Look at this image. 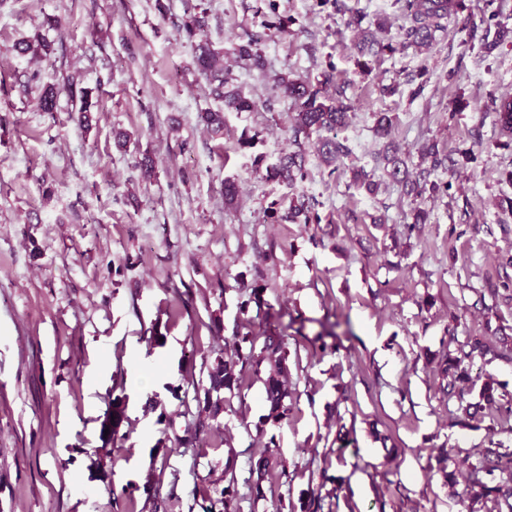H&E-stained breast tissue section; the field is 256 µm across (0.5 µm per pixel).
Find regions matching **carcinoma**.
Instances as JSON below:
<instances>
[{
	"label": "carcinoma",
	"instance_id": "carcinoma-1",
	"mask_svg": "<svg viewBox=\"0 0 512 512\" xmlns=\"http://www.w3.org/2000/svg\"><path fill=\"white\" fill-rule=\"evenodd\" d=\"M405 21L401 26V39H380L372 31L362 28L363 17L357 16L349 21V25L360 31L361 37L356 42L358 65L369 67L370 59H378L386 53L393 54L409 48L416 50L430 49L436 41V33L445 31L444 20L454 16L457 18L456 33L462 35L461 43L490 54L500 43L512 39V28L501 22L500 10L496 9L482 20L484 28H479L467 17L460 16L465 9L464 0H395ZM207 10L187 16L179 26L181 32L191 42L193 49L192 64L195 72L203 78L211 88V94L220 106L199 114V121L213 135L224 133L225 114L228 112H250L256 102L245 95L232 83V77L219 64L221 51L214 48L207 38ZM14 50L19 55H47L52 51L51 42L44 38L22 40L15 44ZM238 57L252 61L257 69L266 65L264 57L253 50V43L239 44L235 48ZM282 93L295 107L292 136L289 138L290 149L281 152L277 162L266 168V179L295 186L307 177L305 155L300 138H309L314 133L326 132L328 136L319 138V155L323 164L330 167L329 173H335L333 166L336 160L350 153V148L336 139V131L346 128L351 121L352 107L344 102L345 89L338 86L335 93L325 95L319 88L304 77L284 74L279 77ZM21 93L27 95L33 89L39 90V105L44 112H54L57 108L60 91L79 99L78 121L85 124L89 120L88 113L96 106L92 101L89 88L77 87L73 82L63 86L41 84L39 74L33 72L27 80L18 82ZM497 122L505 131H512V96H505L492 101ZM382 158L389 167L388 175L403 183L407 195L414 198L425 194L431 196L446 194L452 187L448 181H431L421 173L410 178L405 170L406 161L398 156L396 148L386 143ZM309 202L292 203L286 218L295 221L303 218V222L320 223L319 215L311 214ZM258 337L252 331H238L232 343L224 349V356L217 359L216 367L210 372L211 389L223 388L230 394L240 391L250 375L261 373V366L267 362L270 373L265 380L266 401L269 411L265 421L278 423L287 419L291 407L285 404L288 389L285 380L288 376V351L281 341L272 336L265 337L261 353H256ZM457 344V348L448 351L445 360L438 364L440 376L448 379V399L457 403V411L466 419L480 420L490 416L498 431L512 432V396L498 393V385L491 374L472 376L470 364L474 353L481 354L491 350L494 355L512 359V345L502 344L501 347L490 349L487 339H475L463 344L451 336L448 344ZM479 388V401L465 402V393ZM446 460L453 469L446 474L451 494L467 503L469 512H501L502 502L512 498V449L504 447L500 442L489 440L484 448H473L465 454L446 453ZM224 499V510L235 506L233 512H241L240 502L235 489V479L221 491Z\"/></svg>",
	"mask_w": 512,
	"mask_h": 512
}]
</instances>
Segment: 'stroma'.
<instances>
[{
  "label": "stroma",
  "mask_w": 512,
  "mask_h": 512,
  "mask_svg": "<svg viewBox=\"0 0 512 512\" xmlns=\"http://www.w3.org/2000/svg\"><path fill=\"white\" fill-rule=\"evenodd\" d=\"M203 2L225 69L258 102L227 113L220 137L198 122L215 102L178 30L183 0H0V512H120L129 498L163 512L172 495L176 512H203L232 477L241 512H276L280 493L315 498L319 512H466L437 456L486 446L492 422L449 426L434 368L449 330L462 342L512 336V299L490 296L512 279V212L500 205L512 197V134L491 106L512 95V42L487 56L441 33L429 52L388 53L363 72L347 22L359 12L366 27L400 25L394 0ZM48 16L59 29L42 31ZM41 31L50 55L13 52ZM251 39L265 70L234 53ZM35 70L93 89L90 128L69 97L47 113L11 89ZM285 71L344 86L354 111L338 134L350 155L331 173L305 140L309 176L293 188L265 178L292 124L276 84ZM380 112L393 119L386 140ZM389 140L414 174L422 146L445 151L448 194L405 195L379 158ZM146 155L157 172L147 184ZM359 168L378 193L354 184ZM228 178L239 185L230 209ZM304 197L321 223L285 220ZM416 205L428 221L409 233ZM257 286L269 315L239 310ZM244 326L284 337L292 420L257 429L259 380L232 411L196 401ZM136 361L148 386L135 383ZM263 442L288 478L270 473L275 495L257 498L244 480Z\"/></svg>",
  "instance_id": "obj_1"
}]
</instances>
